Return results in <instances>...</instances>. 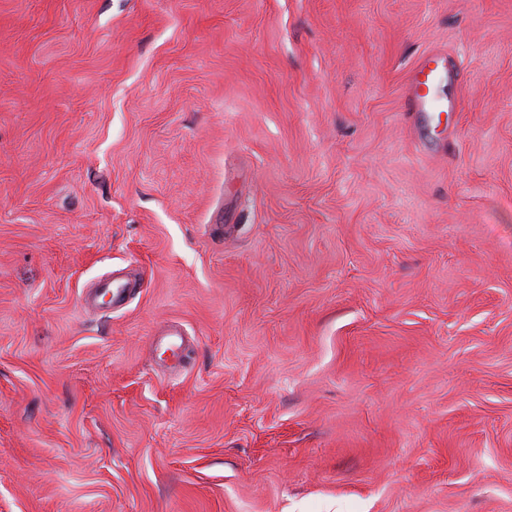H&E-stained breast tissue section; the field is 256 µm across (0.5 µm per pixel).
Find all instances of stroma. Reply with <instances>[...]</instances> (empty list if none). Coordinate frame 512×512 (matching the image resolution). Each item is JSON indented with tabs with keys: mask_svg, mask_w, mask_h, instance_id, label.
Segmentation results:
<instances>
[{
	"mask_svg": "<svg viewBox=\"0 0 512 512\" xmlns=\"http://www.w3.org/2000/svg\"><path fill=\"white\" fill-rule=\"evenodd\" d=\"M0 512H512V0H0ZM452 78L453 72L448 65L445 51L431 49L421 54L405 83L402 95L404 111L412 115L419 112H444L448 107L456 109L455 101L445 104L434 96L435 85Z\"/></svg>",
	"mask_w": 512,
	"mask_h": 512,
	"instance_id": "1",
	"label": "stroma"
}]
</instances>
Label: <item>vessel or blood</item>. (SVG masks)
Wrapping results in <instances>:
<instances>
[{"label": "vessel or blood", "instance_id": "obj_1", "mask_svg": "<svg viewBox=\"0 0 512 512\" xmlns=\"http://www.w3.org/2000/svg\"><path fill=\"white\" fill-rule=\"evenodd\" d=\"M453 72L448 65V55L440 49H431L419 56L410 70L403 95L406 112H441L445 105L434 95L437 83L452 79Z\"/></svg>", "mask_w": 512, "mask_h": 512}]
</instances>
